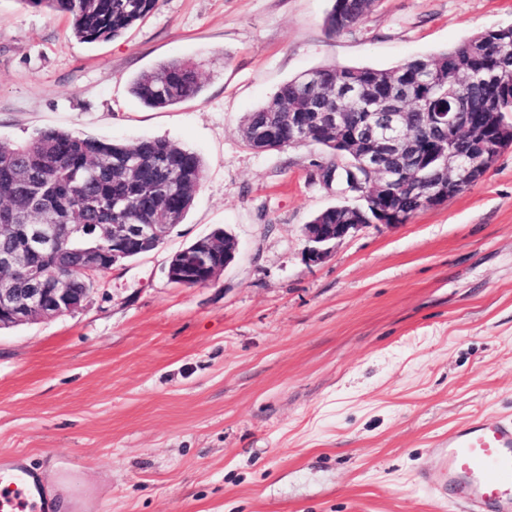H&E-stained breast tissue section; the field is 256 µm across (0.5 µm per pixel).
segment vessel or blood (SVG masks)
I'll return each mask as SVG.
<instances>
[{"label":"vessel or blood","mask_w":512,"mask_h":512,"mask_svg":"<svg viewBox=\"0 0 512 512\" xmlns=\"http://www.w3.org/2000/svg\"><path fill=\"white\" fill-rule=\"evenodd\" d=\"M437 468V493L459 512H512V422L484 415L449 431ZM0 482V512H51L27 472L1 474Z\"/></svg>","instance_id":"1"}]
</instances>
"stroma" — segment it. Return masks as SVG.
Masks as SVG:
<instances>
[{
    "instance_id": "35a3bbf8",
    "label": "stroma",
    "mask_w": 512,
    "mask_h": 512,
    "mask_svg": "<svg viewBox=\"0 0 512 512\" xmlns=\"http://www.w3.org/2000/svg\"><path fill=\"white\" fill-rule=\"evenodd\" d=\"M331 7L159 0L86 43L67 16L0 0V143L164 138L204 162L158 249L97 278L80 310L0 330V472L25 469L59 501L70 469L99 512H439L449 429L512 418V149L461 194L312 263L302 227L340 202L317 177L324 151L243 137L282 83L437 55L512 23V0H376L336 34ZM171 60L197 65L200 96L145 106L133 80ZM218 227L234 260L172 283L171 256Z\"/></svg>"
}]
</instances>
